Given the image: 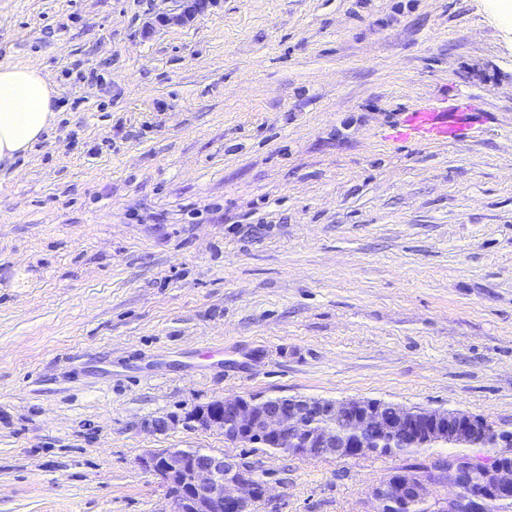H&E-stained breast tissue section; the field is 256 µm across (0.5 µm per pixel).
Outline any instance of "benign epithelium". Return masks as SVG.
<instances>
[{
	"instance_id": "benign-epithelium-1",
	"label": "benign epithelium",
	"mask_w": 512,
	"mask_h": 512,
	"mask_svg": "<svg viewBox=\"0 0 512 512\" xmlns=\"http://www.w3.org/2000/svg\"><path fill=\"white\" fill-rule=\"evenodd\" d=\"M205 5L206 0H188L181 14L163 22H183ZM186 419L217 429L233 442L310 458L356 457L439 441L471 447L491 440L512 446V436L497 433L483 417L454 410L388 408L378 400L234 396L197 407ZM140 465L167 486L170 512H249L250 501L262 489L257 474L223 455L200 450H163L141 458ZM444 473L455 495L431 503L429 512H495L498 504L512 499V464L455 455L448 458ZM372 499L376 512H398L427 501L429 489L415 476L401 473L376 485Z\"/></svg>"
}]
</instances>
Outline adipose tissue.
<instances>
[{
    "mask_svg": "<svg viewBox=\"0 0 512 512\" xmlns=\"http://www.w3.org/2000/svg\"><path fill=\"white\" fill-rule=\"evenodd\" d=\"M56 91L40 69L0 65V164L12 163L52 126Z\"/></svg>",
    "mask_w": 512,
    "mask_h": 512,
    "instance_id": "obj_1",
    "label": "adipose tissue"
}]
</instances>
